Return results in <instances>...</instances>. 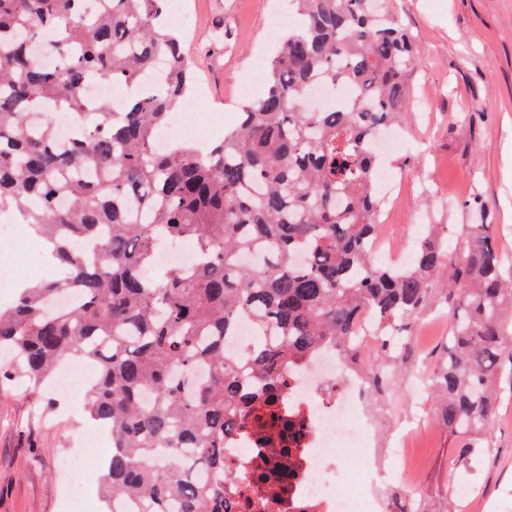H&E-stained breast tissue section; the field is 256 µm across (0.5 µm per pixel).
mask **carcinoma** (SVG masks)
I'll return each instance as SVG.
<instances>
[{"label":"carcinoma","mask_w":512,"mask_h":512,"mask_svg":"<svg viewBox=\"0 0 512 512\" xmlns=\"http://www.w3.org/2000/svg\"><path fill=\"white\" fill-rule=\"evenodd\" d=\"M294 2L301 23L282 37L267 91L203 153L153 148L191 82L165 0H0V213L16 209L64 272L0 309V352L11 356L0 377L31 387L67 357L95 367L84 409L111 428L108 512L118 500L139 512H230L223 484L194 478L201 463L224 472L226 415H275L284 369L324 342L348 357L366 313L383 389L400 336L435 297L445 300L435 419L479 448L494 416L491 384L512 341V275L483 196L462 203L474 221L461 225L460 245L429 224L411 267L369 256L381 215L374 140L407 117L414 41L380 0ZM48 31L57 37L44 42ZM39 42L61 70L32 55ZM161 62L167 86L144 92ZM103 77L127 85L126 111L81 95ZM338 81L353 88L347 104L301 107L310 86ZM44 103L75 114L68 146ZM161 241L190 242L197 266L142 277ZM66 292L77 304L51 308ZM244 316L256 339L231 357L224 342Z\"/></svg>","instance_id":"cac0c4a2"}]
</instances>
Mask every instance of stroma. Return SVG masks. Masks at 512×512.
Instances as JSON below:
<instances>
[{"mask_svg":"<svg viewBox=\"0 0 512 512\" xmlns=\"http://www.w3.org/2000/svg\"><path fill=\"white\" fill-rule=\"evenodd\" d=\"M191 22L177 25L182 50L192 64L191 96L208 143H218L245 102L237 85L251 80L253 97L267 78L253 79L258 56L273 57L270 24L282 0H182ZM397 18L420 50L413 74L410 116L403 127L405 150L395 159L396 176L414 186L401 203L424 223L443 224L449 237L470 216L461 203L480 188L500 227L498 246L512 267V0H394ZM430 97L432 117L417 103ZM439 181L449 202L425 209L422 186ZM448 307L434 301L422 313L416 349L400 361L391 387L409 416H428L435 398L422 388L448 343ZM499 406L483 438L485 448L464 466H453L462 439L430 423L413 451L421 512H448V490L471 485L502 498L499 512H512V369L498 374ZM81 402L49 386L35 391L0 390V512H75L62 491V457L79 456V479L88 484V512H102L101 469L93 449L74 438L90 430Z\"/></svg>","mask_w":512,"mask_h":512,"instance_id":"stroma-1","label":"stroma"}]
</instances>
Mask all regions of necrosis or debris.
<instances>
[{"label":"necrosis or debris","mask_w":512,"mask_h":512,"mask_svg":"<svg viewBox=\"0 0 512 512\" xmlns=\"http://www.w3.org/2000/svg\"><path fill=\"white\" fill-rule=\"evenodd\" d=\"M370 393L361 360L318 346L284 376L286 419L257 430L230 419L223 473L205 468L199 480L222 483L237 512H394L392 503L364 498L379 472L365 417Z\"/></svg>","instance_id":"1"}]
</instances>
